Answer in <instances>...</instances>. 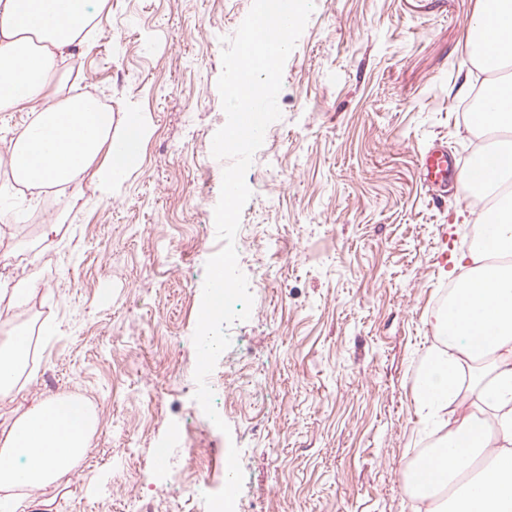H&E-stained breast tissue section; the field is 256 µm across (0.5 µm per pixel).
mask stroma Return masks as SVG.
Instances as JSON below:
<instances>
[{
  "instance_id": "35a3bbf8",
  "label": "stroma",
  "mask_w": 512,
  "mask_h": 512,
  "mask_svg": "<svg viewBox=\"0 0 512 512\" xmlns=\"http://www.w3.org/2000/svg\"><path fill=\"white\" fill-rule=\"evenodd\" d=\"M478 0H314L288 57L246 173L252 196L235 238L249 320L210 375L230 434L193 395V333L205 263L222 243L214 208L223 169L222 38L247 0H105L75 43L63 88L104 94L140 115L138 168L100 195L19 187L5 162L25 112H0V254L36 271L0 330H27L20 395L0 399V430L20 404L70 395L97 416L83 462L43 496L11 491L21 512H207L157 451L195 449L209 492L224 450L244 471L235 512H421L407 463L438 434L417 412L415 378L432 350L452 252L478 229L458 178L430 185L420 157L442 146L464 163L480 131L458 110L489 78L465 59ZM56 232L44 237L46 225Z\"/></svg>"
}]
</instances>
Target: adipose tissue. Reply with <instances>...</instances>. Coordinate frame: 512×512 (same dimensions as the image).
<instances>
[{
  "instance_id": "adipose-tissue-1",
  "label": "adipose tissue",
  "mask_w": 512,
  "mask_h": 512,
  "mask_svg": "<svg viewBox=\"0 0 512 512\" xmlns=\"http://www.w3.org/2000/svg\"><path fill=\"white\" fill-rule=\"evenodd\" d=\"M97 17L90 0H0V111L32 115L12 140L8 166L16 182L77 184L88 173L108 194L140 159L145 127L138 116L114 126L112 111L55 86L59 61L96 28ZM466 49L471 64L503 73L512 95V0H479ZM475 124L498 138L490 172L470 180L493 204L494 234L454 253V266L469 274L435 317L440 349L419 375L421 406L444 435L429 453L430 473L413 486L424 499L438 486L454 487L435 512H512V103L478 113ZM28 351L24 333L0 338L1 396L13 395ZM466 363L480 405L447 414L462 393ZM94 430L84 401L33 402L0 431V489L37 494L57 484L85 459Z\"/></svg>"
}]
</instances>
